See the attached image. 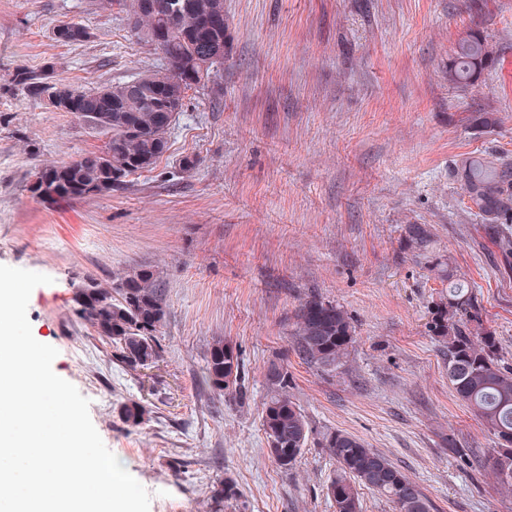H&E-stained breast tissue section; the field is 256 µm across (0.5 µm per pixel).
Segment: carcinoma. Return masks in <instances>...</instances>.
Here are the masks:
<instances>
[{
	"label": "carcinoma",
	"instance_id": "cac0c4a2",
	"mask_svg": "<svg viewBox=\"0 0 512 512\" xmlns=\"http://www.w3.org/2000/svg\"><path fill=\"white\" fill-rule=\"evenodd\" d=\"M94 12L118 9L127 14L134 35L159 50L164 63L132 79L87 89L55 76L54 66L20 69L11 79L24 96L52 104L55 94L66 95L65 111L83 120L101 114L100 130L110 134L104 148L86 152L60 165L36 171L42 183L33 194L79 200L105 196L121 187L129 176L153 169L168 148L174 113L182 111L196 78L224 64V27L213 23L224 15V0H89ZM54 39L63 44L88 41L92 32L82 19L58 26ZM494 62L492 46L480 30L470 29L456 42L448 61V82L470 85ZM164 85L169 95L159 97L154 86ZM454 177L467 198V209L480 223L497 229L491 238L504 262L512 263V156L463 157ZM409 248L422 255L429 232L420 224L406 229ZM434 270L448 281V295L436 302L431 329L448 350V378L457 395L477 413L497 438L488 465L500 489L512 492V477L499 470L502 451H512V371L497 360L496 336L477 309L469 283L451 266L439 261ZM77 311L97 334L112 346V357L128 372L148 369L162 357L159 333L166 310L152 271L132 268L112 288L90 278L77 288ZM351 317L330 301L312 297L300 304L294 336L306 362L326 371L343 364L355 342ZM241 358L236 347L222 337L211 342L203 382L212 390L241 399ZM268 393L262 410L266 446L273 459L288 471L308 446L312 430L300 407L292 401L288 369L268 373ZM151 409L140 401L124 404L122 417L131 428L150 419ZM318 445L337 467L327 488L336 489V512H362L359 489L385 497L394 512H432L433 505L417 483L384 456L367 448L351 434L328 430ZM217 506L234 502L246 509L235 481L226 478L211 489Z\"/></svg>",
	"mask_w": 512,
	"mask_h": 512
}]
</instances>
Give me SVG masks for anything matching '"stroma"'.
Masks as SVG:
<instances>
[{
    "label": "stroma",
    "instance_id": "35a3bbf8",
    "mask_svg": "<svg viewBox=\"0 0 512 512\" xmlns=\"http://www.w3.org/2000/svg\"><path fill=\"white\" fill-rule=\"evenodd\" d=\"M78 17L90 41L56 43L54 29ZM471 28L496 61L458 88L448 59ZM224 32V65L189 90L156 168L110 195L63 201L31 193L37 169L99 150L107 136L20 94L13 73L51 64L93 88L163 58L125 13L0 0V264L52 277L33 290L28 319L58 350L54 372L89 399L106 447L151 493L150 512H233L211 500L227 477L250 512H336V462L315 441L327 430L388 458L434 512H512L483 463L496 438L455 393L428 330L448 290L432 261L448 259L512 370V266L450 175L470 154L512 156V0H224ZM482 112L498 124L477 127ZM410 224L430 231L424 256L405 246ZM140 266L167 315L161 361L130 373L77 315L76 288L89 278L118 287ZM311 296L356 325L332 372L297 352L296 310ZM217 336L240 350L245 401L201 384ZM274 363L292 375L314 435L286 472L262 430ZM131 400L152 410L136 429L121 416Z\"/></svg>",
    "mask_w": 512,
    "mask_h": 512
}]
</instances>
